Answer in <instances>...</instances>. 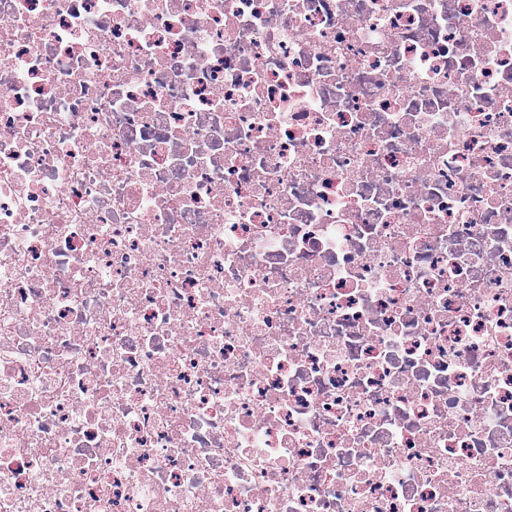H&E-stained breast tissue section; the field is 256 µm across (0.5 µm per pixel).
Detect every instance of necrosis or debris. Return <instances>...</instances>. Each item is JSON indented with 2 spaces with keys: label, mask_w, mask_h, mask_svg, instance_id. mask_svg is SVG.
<instances>
[{
  "label": "necrosis or debris",
  "mask_w": 512,
  "mask_h": 512,
  "mask_svg": "<svg viewBox=\"0 0 512 512\" xmlns=\"http://www.w3.org/2000/svg\"><path fill=\"white\" fill-rule=\"evenodd\" d=\"M0 512H512V0H0Z\"/></svg>",
  "instance_id": "1"
}]
</instances>
